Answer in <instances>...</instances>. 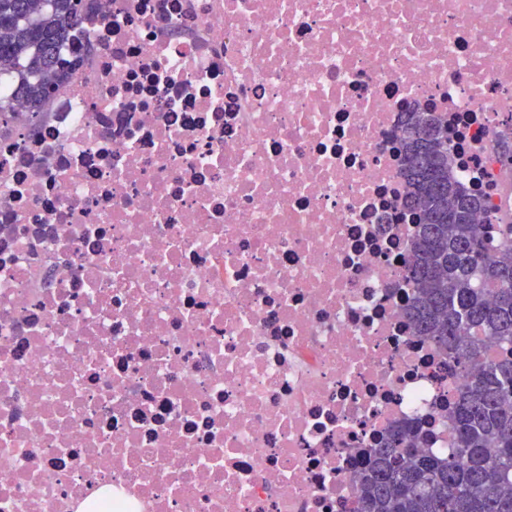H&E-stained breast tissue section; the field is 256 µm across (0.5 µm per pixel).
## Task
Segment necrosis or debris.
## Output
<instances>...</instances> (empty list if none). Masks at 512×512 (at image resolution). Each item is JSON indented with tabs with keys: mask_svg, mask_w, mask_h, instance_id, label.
I'll list each match as a JSON object with an SVG mask.
<instances>
[{
	"mask_svg": "<svg viewBox=\"0 0 512 512\" xmlns=\"http://www.w3.org/2000/svg\"><path fill=\"white\" fill-rule=\"evenodd\" d=\"M0 125V512H355L453 445L415 333L405 112L512 222V0H85Z\"/></svg>",
	"mask_w": 512,
	"mask_h": 512,
	"instance_id": "4bbe7bcc",
	"label": "necrosis or debris"
}]
</instances>
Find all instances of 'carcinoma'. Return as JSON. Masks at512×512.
I'll list each match as a JSON object with an SVG mask.
<instances>
[{
  "mask_svg": "<svg viewBox=\"0 0 512 512\" xmlns=\"http://www.w3.org/2000/svg\"><path fill=\"white\" fill-rule=\"evenodd\" d=\"M82 0H0V77L16 100L36 110L64 77L57 50L80 21ZM418 217L408 276L416 332L462 359L470 382L456 395L455 448L422 449L416 429H402L372 449L359 473L356 512H512V224L489 239L471 222L483 195L454 178L448 136L433 112H411L402 131ZM497 258L485 257L488 248Z\"/></svg>",
  "mask_w": 512,
  "mask_h": 512,
  "instance_id": "1",
  "label": "carcinoma"
}]
</instances>
